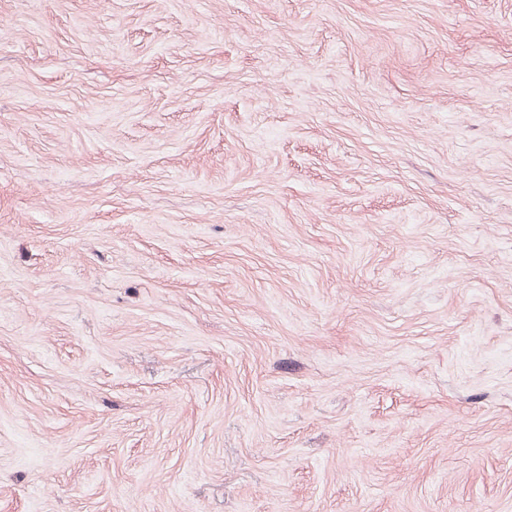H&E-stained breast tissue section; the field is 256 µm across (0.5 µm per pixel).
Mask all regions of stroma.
<instances>
[{"mask_svg":"<svg viewBox=\"0 0 512 512\" xmlns=\"http://www.w3.org/2000/svg\"><path fill=\"white\" fill-rule=\"evenodd\" d=\"M0 512H512V0H0Z\"/></svg>","mask_w":512,"mask_h":512,"instance_id":"35a3bbf8","label":"stroma"}]
</instances>
